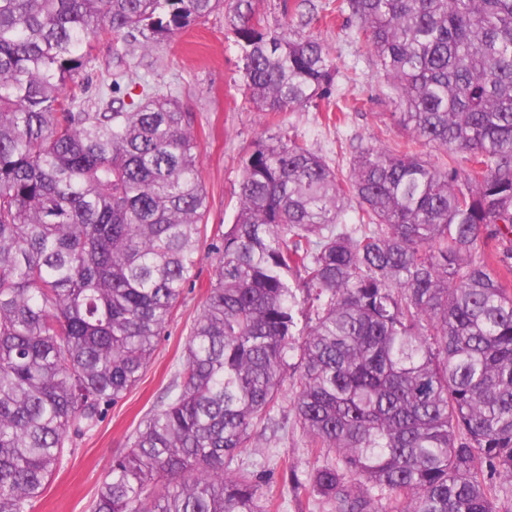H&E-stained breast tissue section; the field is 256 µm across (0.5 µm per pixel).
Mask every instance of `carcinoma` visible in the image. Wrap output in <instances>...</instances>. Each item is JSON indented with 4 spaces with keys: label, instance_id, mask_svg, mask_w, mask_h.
<instances>
[{
    "label": "carcinoma",
    "instance_id": "cac0c4a2",
    "mask_svg": "<svg viewBox=\"0 0 512 512\" xmlns=\"http://www.w3.org/2000/svg\"><path fill=\"white\" fill-rule=\"evenodd\" d=\"M0 0V512H31L140 380L193 277L207 195L195 115L104 36L145 50L222 10L248 103L306 107L338 73L312 0ZM406 139L340 175L286 134L242 159L234 224L167 401L90 512H277L240 467L292 408L331 512H497L512 479V0H340ZM423 142L446 160L416 150ZM353 208L357 223L348 225ZM303 303L308 322L298 328Z\"/></svg>",
    "mask_w": 512,
    "mask_h": 512
}]
</instances>
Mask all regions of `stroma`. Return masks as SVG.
<instances>
[{"label": "stroma", "mask_w": 512, "mask_h": 512, "mask_svg": "<svg viewBox=\"0 0 512 512\" xmlns=\"http://www.w3.org/2000/svg\"><path fill=\"white\" fill-rule=\"evenodd\" d=\"M323 19L317 31L334 50L339 74L317 104L286 112H258L245 104L240 54L225 29L223 13L179 34L174 40L142 51L128 47L141 80L173 93L196 115L195 130L201 155V179L208 196L202 226V257L175 308L156 352L141 380L114 405L107 407L97 428L77 439L75 449L35 502L32 512H89L108 473L114 453L128 447L130 436L153 412L172 384L183 360L185 343L205 299L214 273L208 253L227 231L238 205L241 159L255 140L278 133L297 138L322 155L337 173H347L358 146H395L403 141L391 114L395 105L386 96L383 78L364 43L354 41L346 16L335 15L334 0H315ZM343 100L345 123L324 120L327 103ZM296 393L285 381L275 413L281 429L275 438L255 435V445L238 459L261 483L281 492L286 512H328L316 497L299 494L314 458L296 422L290 403Z\"/></svg>", "instance_id": "35a3bbf8"}]
</instances>
